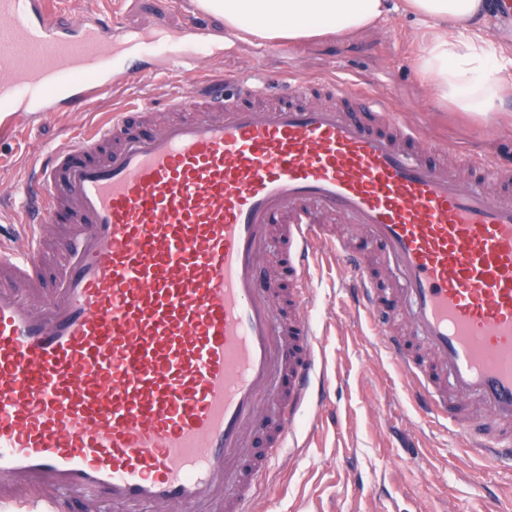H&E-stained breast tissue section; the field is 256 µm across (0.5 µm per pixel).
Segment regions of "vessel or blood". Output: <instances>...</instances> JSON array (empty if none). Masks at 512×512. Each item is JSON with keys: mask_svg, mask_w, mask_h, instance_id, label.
<instances>
[{"mask_svg": "<svg viewBox=\"0 0 512 512\" xmlns=\"http://www.w3.org/2000/svg\"><path fill=\"white\" fill-rule=\"evenodd\" d=\"M209 14L145 35L77 23L54 0H0V136L15 114L75 111L134 76L142 44L166 75L211 48ZM204 116L79 132L34 167L20 234H0V512H254L297 419L323 409L311 268L332 256L357 312L379 282L323 219L360 225L403 294L406 340L376 332L421 417L486 462L512 457V164L439 146L388 100L335 80L266 106L256 79ZM278 236L288 320L259 257ZM431 353L423 366L412 343ZM278 393L268 449L240 468Z\"/></svg>", "mask_w": 512, "mask_h": 512, "instance_id": "b4317fda", "label": "vessel or blood"}]
</instances>
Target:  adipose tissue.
Segmentation results:
<instances>
[{"mask_svg": "<svg viewBox=\"0 0 512 512\" xmlns=\"http://www.w3.org/2000/svg\"><path fill=\"white\" fill-rule=\"evenodd\" d=\"M224 26L256 38L297 41L366 30L389 0H199ZM410 14L444 23L417 60L437 97L462 112H491L512 99V64L499 61L475 31L489 0H405Z\"/></svg>", "mask_w": 512, "mask_h": 512, "instance_id": "1", "label": "adipose tissue"}]
</instances>
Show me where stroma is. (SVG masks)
Instances as JSON below:
<instances>
[{"mask_svg": "<svg viewBox=\"0 0 512 512\" xmlns=\"http://www.w3.org/2000/svg\"><path fill=\"white\" fill-rule=\"evenodd\" d=\"M73 11L145 32L182 24L193 0L164 9L158 0H68ZM434 32L432 22L391 10L375 26L346 36L289 43L288 57L261 50V40L228 35L220 50L202 53V68L151 77L155 58H136L138 78L75 112H51L36 123L18 118V138L0 141V186L18 191L31 161L69 133L93 127L131 103L164 107L174 92L196 93L204 79L228 71L268 75L272 96L299 78L346 80L389 99L437 144L462 146L512 162V102L505 110L475 115L438 105L416 59ZM312 318L330 379L334 418L318 419L311 447L282 453L278 472L262 486L256 512H512V463L479 461L454 432L421 423L388 356L376 344L371 320L356 315L339 287L336 269L313 276Z\"/></svg>", "mask_w": 512, "mask_h": 512, "instance_id": "stroma-1", "label": "stroma"}]
</instances>
